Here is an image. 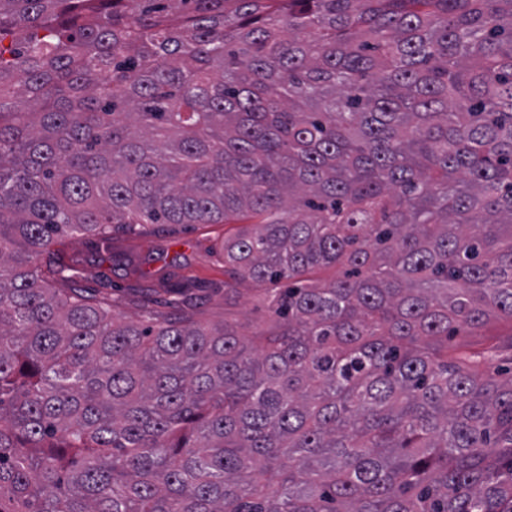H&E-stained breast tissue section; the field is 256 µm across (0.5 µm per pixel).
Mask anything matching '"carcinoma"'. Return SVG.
<instances>
[{
  "mask_svg": "<svg viewBox=\"0 0 512 512\" xmlns=\"http://www.w3.org/2000/svg\"><path fill=\"white\" fill-rule=\"evenodd\" d=\"M146 221L235 225L273 325L71 286ZM493 317L512 0H0V512H512Z\"/></svg>",
  "mask_w": 512,
  "mask_h": 512,
  "instance_id": "cac0c4a2",
  "label": "carcinoma"
}]
</instances>
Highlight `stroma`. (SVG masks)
<instances>
[{
  "instance_id": "35a3bbf8",
  "label": "stroma",
  "mask_w": 512,
  "mask_h": 512,
  "mask_svg": "<svg viewBox=\"0 0 512 512\" xmlns=\"http://www.w3.org/2000/svg\"><path fill=\"white\" fill-rule=\"evenodd\" d=\"M224 231L221 224H140L135 232L116 231L112 246L95 237L63 235L57 241L73 267L76 285L111 295L130 321H140L144 307L178 314L192 297L199 319L229 321L243 338H252L267 313L252 293L235 305L224 304ZM147 277H140V270ZM465 343L497 349L502 367L512 366V324L490 320L467 334Z\"/></svg>"
}]
</instances>
